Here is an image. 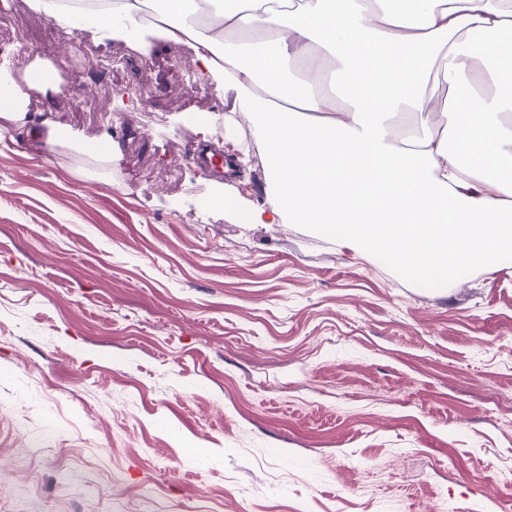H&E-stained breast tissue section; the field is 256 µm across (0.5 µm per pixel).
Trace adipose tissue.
Here are the masks:
<instances>
[{
	"instance_id": "1",
	"label": "adipose tissue",
	"mask_w": 512,
	"mask_h": 512,
	"mask_svg": "<svg viewBox=\"0 0 512 512\" xmlns=\"http://www.w3.org/2000/svg\"><path fill=\"white\" fill-rule=\"evenodd\" d=\"M213 2L204 27L190 0L149 19L147 0L32 5L67 32L133 40L148 27L190 46L199 80H222L264 145L271 223L337 227L342 246L420 280L512 256V0ZM436 63L456 91L443 104L420 91ZM59 89L40 64L19 79L0 64V148L36 142L111 168V138L94 149L30 118L32 92Z\"/></svg>"
}]
</instances>
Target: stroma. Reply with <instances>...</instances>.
<instances>
[{
	"instance_id": "obj_1",
	"label": "stroma",
	"mask_w": 512,
	"mask_h": 512,
	"mask_svg": "<svg viewBox=\"0 0 512 512\" xmlns=\"http://www.w3.org/2000/svg\"><path fill=\"white\" fill-rule=\"evenodd\" d=\"M18 36L88 89L35 122L111 136L112 178L0 154V512L512 505V260L420 282L318 226L253 223L264 147L191 47L64 43L8 0L0 57Z\"/></svg>"
}]
</instances>
